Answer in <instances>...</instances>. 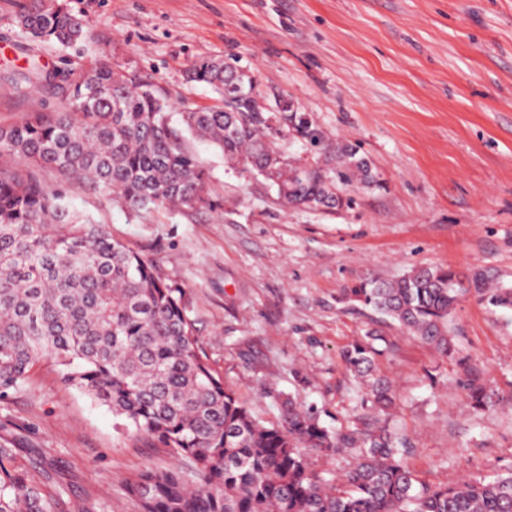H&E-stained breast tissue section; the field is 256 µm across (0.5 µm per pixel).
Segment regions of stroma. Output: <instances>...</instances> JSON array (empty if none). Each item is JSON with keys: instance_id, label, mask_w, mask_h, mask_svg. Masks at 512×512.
Wrapping results in <instances>:
<instances>
[{"instance_id": "obj_1", "label": "stroma", "mask_w": 512, "mask_h": 512, "mask_svg": "<svg viewBox=\"0 0 512 512\" xmlns=\"http://www.w3.org/2000/svg\"><path fill=\"white\" fill-rule=\"evenodd\" d=\"M26 2L0 0V71L34 57L77 74L129 63L153 73L179 111L218 103L187 81L192 62L233 54L264 95H285L327 143L370 160L377 186L341 187L352 207L318 211L284 207L263 177L196 140L210 209L132 215L82 180L46 176L183 289L202 350L259 419H277L283 394L334 429L373 422L342 356L370 318L345 297L356 282L430 266L484 269L512 287V0H68L92 40L67 49L16 27ZM61 99L0 78V124ZM449 326L500 402L475 412L459 368L386 327L393 349L377 372L396 390L407 462L434 484L510 473L512 310L468 295ZM0 438L19 459L38 449L53 460L64 512H135L123 480L173 463L48 361L0 401Z\"/></svg>"}]
</instances>
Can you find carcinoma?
<instances>
[{
  "label": "carcinoma",
  "instance_id": "carcinoma-1",
  "mask_svg": "<svg viewBox=\"0 0 512 512\" xmlns=\"http://www.w3.org/2000/svg\"><path fill=\"white\" fill-rule=\"evenodd\" d=\"M32 39L69 48L88 38V24L65 0H31L15 18ZM209 85L217 107L172 106L150 74L105 61L77 77L33 66L10 76L41 80L63 104L0 125V399L22 388L31 370L51 359L65 382L108 407L140 438L167 448L176 467L146 469L123 482L138 512H512V473L492 480L431 484L406 460V439L387 425L366 433L332 431L316 411L288 401L280 417L261 421L209 363L188 316L183 289L153 259L94 223L59 188L36 174L53 170L112 194L127 210L212 207L207 174L189 139L209 142L230 163L275 181L280 202L309 210L351 206L337 185L376 183L365 156L340 150L332 168L291 162L277 140L293 136L327 151L305 112H270L254 76L233 57H200L186 72ZM353 301L451 357L476 411L497 400L481 371L457 356L448 317L472 295L512 310V288H492L482 273L462 281L451 269L417 267L392 280H364ZM381 331L343 352L366 382L372 405L396 403L374 376ZM346 448L355 462L338 483L310 468L309 455ZM43 454L21 463L0 443V512H51L62 489Z\"/></svg>",
  "mask_w": 512,
  "mask_h": 512
}]
</instances>
